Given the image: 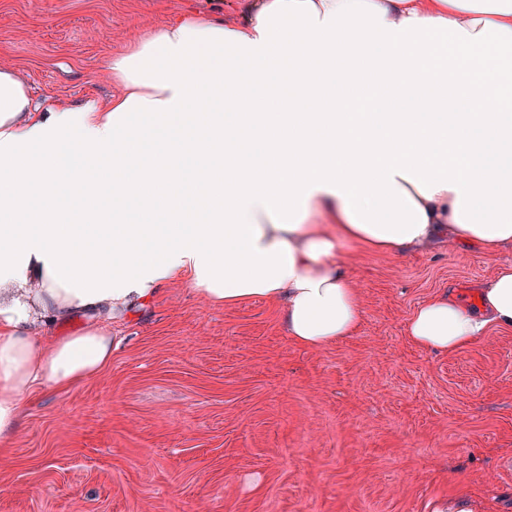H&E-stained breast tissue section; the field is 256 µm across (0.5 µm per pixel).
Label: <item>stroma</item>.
I'll return each instance as SVG.
<instances>
[{
    "label": "stroma",
    "instance_id": "obj_1",
    "mask_svg": "<svg viewBox=\"0 0 512 512\" xmlns=\"http://www.w3.org/2000/svg\"><path fill=\"white\" fill-rule=\"evenodd\" d=\"M247 0H0V66L46 109L118 94L108 60L190 11ZM358 331L319 350L278 309L180 284L110 324L102 375L40 388L0 455V512H512V330L448 355L406 334L418 304L476 289L512 250L345 245Z\"/></svg>",
    "mask_w": 512,
    "mask_h": 512
}]
</instances>
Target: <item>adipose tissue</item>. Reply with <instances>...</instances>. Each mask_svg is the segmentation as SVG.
<instances>
[{"label":"adipose tissue","instance_id":"obj_1","mask_svg":"<svg viewBox=\"0 0 512 512\" xmlns=\"http://www.w3.org/2000/svg\"><path fill=\"white\" fill-rule=\"evenodd\" d=\"M108 69L120 95L41 110L0 67V446L25 394L112 359L89 323L178 283L215 306L267 300L321 349L363 307L337 264L436 243L512 248V0H252L142 34ZM470 309L440 292L407 325L454 353L512 328V263Z\"/></svg>","mask_w":512,"mask_h":512}]
</instances>
